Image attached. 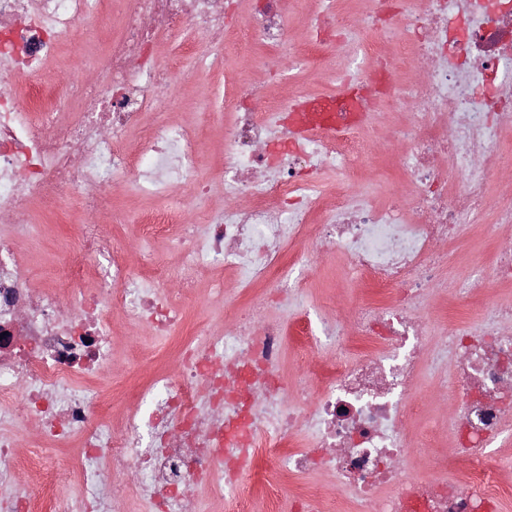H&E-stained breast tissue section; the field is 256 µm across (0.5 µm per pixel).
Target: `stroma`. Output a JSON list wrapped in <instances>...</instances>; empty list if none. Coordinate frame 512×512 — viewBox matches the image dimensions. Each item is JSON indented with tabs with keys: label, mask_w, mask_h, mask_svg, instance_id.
I'll use <instances>...</instances> for the list:
<instances>
[{
	"label": "stroma",
	"mask_w": 512,
	"mask_h": 512,
	"mask_svg": "<svg viewBox=\"0 0 512 512\" xmlns=\"http://www.w3.org/2000/svg\"><path fill=\"white\" fill-rule=\"evenodd\" d=\"M102 46L103 39L96 35L94 29L77 24L71 37L62 45L58 57L45 68L43 80L59 84L70 76L81 74L87 81H94L96 71L89 59L98 55ZM210 50L223 56L221 72L199 73L195 56H184L182 65L187 77L173 83L169 90V119H192L201 129L200 171L203 177L209 178L210 190L198 202H193L191 213L185 217L187 223L198 225L205 223L209 212L224 205V185L219 179L224 169V80L229 77L245 87L263 77L255 67L262 53L261 47L233 35L228 41L212 44ZM342 63V58L335 56L327 59L320 68L291 69L283 80L272 84L270 92L293 100L335 92L331 72ZM398 185L399 173L389 158L374 155L369 159L365 175L354 184L353 190L383 203ZM110 195L113 208L123 211L127 221L116 224L111 214L103 213L96 219L95 230L102 234L120 235L130 262H139L147 254L158 258L169 271L170 287H177L180 275L188 267L186 258L173 249L171 237L148 236L138 217L146 210L182 208L190 200L189 191L151 198L138 195L125 182L117 181L113 183ZM85 224L77 197L66 195L37 206L28 226L27 239L20 244V257L37 287L51 286L62 276L63 257L79 247ZM501 242L493 212H483L460 225L455 241L439 249L442 278L455 286H462L478 270L491 266ZM217 279L224 282V296L220 299L209 293L211 282ZM195 281L197 288L193 297L179 295L175 298L184 312V319L171 335L158 336L147 327L133 326L127 339L117 340L112 365L96 382L99 390L111 396L113 429L122 428V418L135 408L139 390L158 370H174L180 343L193 338L196 329L204 327L219 333L233 328L234 320L228 303L237 299L239 293L233 276L219 269H208L196 272ZM357 292L358 280L344 258L324 252L320 254L313 272L307 275L303 288L296 294L284 295L281 305L274 308L272 314L286 323L297 316H305L310 319L316 335L320 336L337 315L348 314ZM495 303L512 304V288L493 286L460 296L442 294L432 298L427 316L433 342H441L453 325L465 329L480 327L488 307ZM329 358L327 347H320L314 352L310 347L297 343L294 337H286L283 377L291 385L303 381L306 369L315 368L317 363ZM452 381V369L445 365L424 370L422 374L421 385L415 394L416 400L422 403L421 411L405 423L408 440L416 449L409 462L416 476H427L434 461L448 448V411L438 400L437 392ZM283 478L287 479L288 490L292 493L309 494L323 490L327 498L320 503L321 512H336L328 503L329 496L336 493L332 474L317 472L284 477L276 463L266 458L259 460L256 471L245 478L252 494V512H267L264 486Z\"/></svg>",
	"instance_id": "obj_1"
}]
</instances>
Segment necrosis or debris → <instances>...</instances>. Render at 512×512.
<instances>
[{
    "label": "necrosis or debris",
    "mask_w": 512,
    "mask_h": 512,
    "mask_svg": "<svg viewBox=\"0 0 512 512\" xmlns=\"http://www.w3.org/2000/svg\"><path fill=\"white\" fill-rule=\"evenodd\" d=\"M112 0H0V484L19 472L37 474L40 495L0 498V512H124L130 498L147 512H196L185 489L205 482L212 498L237 493L238 512H250L241 478L259 453L281 470L334 473L336 512H494L503 491L485 465L487 450L512 420V304L496 305L485 327L449 329L432 347L423 301L440 287L437 244L455 240L457 226L482 212L504 132L512 130V0H425L408 17L401 46L359 38L356 28L392 24L386 0L339 21L334 0H315L310 34L290 54L310 66L331 53L344 55L328 108L267 99L261 82L224 87V196L248 198V207L212 213L204 232L178 212L145 213L152 231L180 229L179 247L195 269L221 262L241 290L259 281L266 298L253 300L234 333H200L184 343L172 374L152 380L145 410L129 413L113 432L110 404L92 386L112 364V317L159 334L181 322L168 274L159 262L130 266L113 236L85 233L64 262L63 287L32 286L18 244L35 201L75 193L87 216L108 202L113 181L166 196L188 187L204 190L199 172V127L190 121H153L180 59L192 53L183 36L196 29L226 38L224 0H123L122 27L107 37L98 81L60 91L41 87L40 110L23 108L14 79L53 60L77 22L103 14ZM284 0H260L246 30L264 47L260 67L280 76V48L288 38ZM164 43L178 53L160 58ZM426 69L425 79L397 91L391 72ZM81 98L72 112L69 101ZM407 119L391 125L384 147L400 146L394 160L404 191L385 206L356 196L365 127L383 122L388 101ZM286 125L275 137L271 128ZM336 171L334 188L314 190L310 174ZM313 239L340 250L364 287L384 305L356 300L348 333L336 323L328 341L337 351L368 342L365 352L331 364L319 392L288 387L281 374L285 339L281 320L267 317L302 273L287 259L291 240ZM26 318L16 322L17 311ZM451 361L450 445L435 474L411 476L414 453L404 434L425 363ZM40 426V443L78 437L79 472L86 493L77 506L62 497L69 468L43 469L37 453L15 454L20 428ZM308 445L293 447L300 433ZM460 462L463 475H440ZM112 482L111 498L100 487Z\"/></svg>",
    "instance_id": "necrosis-or-debris-1"
}]
</instances>
